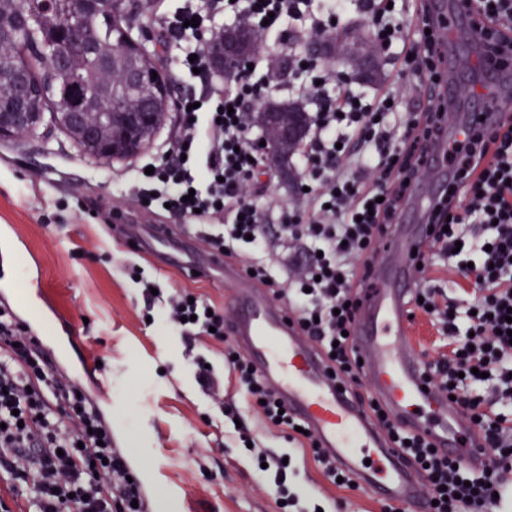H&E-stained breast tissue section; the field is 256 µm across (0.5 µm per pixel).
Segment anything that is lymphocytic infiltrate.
Returning <instances> with one entry per match:
<instances>
[{
    "label": "lymphocytic infiltrate",
    "mask_w": 512,
    "mask_h": 512,
    "mask_svg": "<svg viewBox=\"0 0 512 512\" xmlns=\"http://www.w3.org/2000/svg\"><path fill=\"white\" fill-rule=\"evenodd\" d=\"M187 0L168 23L174 39L190 42L183 71L211 75L212 44L224 31L215 19L233 11L257 32L283 31L280 52L266 59L256 77L248 66L227 70L221 84L187 95V109L171 140L140 174L132 196L179 219L200 213L201 237L253 271L260 286L287 299L302 335L326 358L332 373L359 390L361 366L349 336L360 308L359 288L368 261L381 249L403 208L406 184L426 173L424 151L444 116L431 93L443 72L431 21L397 20L389 0ZM478 23L485 65L512 68V0H458ZM359 10L377 47L402 44L396 59L400 84L375 97L357 93L351 78L307 51L334 39L337 19ZM197 26H189V19ZM415 27L407 36V27ZM310 107L307 134L295 153L303 167L307 215L273 209L259 214L251 202L269 155L254 138L256 102L280 78ZM454 170L451 192L439 199L419 260L430 267L433 253L459 251L463 279H475L476 296L450 302L431 279L419 277L410 315L422 312L448 337V352L423 363L426 381L474 422L480 444L491 455L479 469L440 455L422 436L402 429L374 407L361 406L382 428L391 447L429 482L430 512H470L497 507L498 492L512 473V115L493 127H476L448 148ZM293 247L287 269L263 256L272 247ZM166 323L188 338L214 337L224 344L239 387L259 413L290 441L307 449L329 482L355 484L312 435L281 413L273 390L224 339L228 316L188 291L170 295ZM0 473L24 486L36 512H148L140 481L112 444V426L94 402L62 372L49 367L40 343L11 308L0 311Z\"/></svg>",
    "instance_id": "obj_1"
}]
</instances>
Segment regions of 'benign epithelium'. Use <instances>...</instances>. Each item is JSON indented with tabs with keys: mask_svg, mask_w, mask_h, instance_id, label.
<instances>
[{
	"mask_svg": "<svg viewBox=\"0 0 512 512\" xmlns=\"http://www.w3.org/2000/svg\"><path fill=\"white\" fill-rule=\"evenodd\" d=\"M106 3L112 5L113 19L118 26L128 30L139 25L133 0H82L81 12L61 15V27L79 29L88 56L103 73L119 82L110 84V94L103 85L82 90L85 103L96 108L94 112L79 109L50 113L52 120L61 121L74 131L71 144L77 153L98 161L122 160L142 153L166 121L167 113L159 111V106L172 103L168 76L155 61L154 50L150 48L153 34L149 27H142L138 37H126L111 48L99 46L95 17L100 6ZM247 41L245 30H226L224 43L212 51L216 70L223 72L255 54L256 48H247ZM25 82L23 73L13 74L10 80L13 95L7 99L0 96V141L28 138L46 121L39 113L28 110L24 99ZM142 87H149L151 91L134 106H128L123 92ZM258 109L264 118L265 144L273 163L272 144L300 141L307 113L278 112L263 105Z\"/></svg>",
	"mask_w": 512,
	"mask_h": 512,
	"instance_id": "benign-epithelium-1",
	"label": "benign epithelium"
}]
</instances>
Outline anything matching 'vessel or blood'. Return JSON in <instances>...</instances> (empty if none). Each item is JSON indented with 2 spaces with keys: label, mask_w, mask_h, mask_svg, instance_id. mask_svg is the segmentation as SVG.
<instances>
[{
  "label": "vessel or blood",
  "mask_w": 512,
  "mask_h": 512,
  "mask_svg": "<svg viewBox=\"0 0 512 512\" xmlns=\"http://www.w3.org/2000/svg\"><path fill=\"white\" fill-rule=\"evenodd\" d=\"M438 27L445 78L436 92L450 114L444 134L427 152L429 175L414 184L408 205L391 240L370 266L372 288L354 324V337L378 399L414 431L427 433L444 451L468 462L480 455L476 435L454 408L426 388L420 356L410 341L407 301L414 287L412 251L423 238L426 221L451 176L448 146L477 123L494 125L512 108V75H486L482 46L453 0H426ZM211 273L239 286L233 324L236 342L288 409L344 469L375 488L386 501H417L428 494L425 483L410 475L397 449L391 448L370 415L339 387L319 352L303 340L286 309L272 305L243 267L214 255ZM379 466L367 468L364 457Z\"/></svg>",
  "instance_id": "obj_1"
}]
</instances>
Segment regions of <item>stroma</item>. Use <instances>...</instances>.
I'll use <instances>...</instances> for the list:
<instances>
[{"label":"stroma","mask_w":512,"mask_h":512,"mask_svg":"<svg viewBox=\"0 0 512 512\" xmlns=\"http://www.w3.org/2000/svg\"><path fill=\"white\" fill-rule=\"evenodd\" d=\"M141 21L159 35L158 61L171 78L173 97L201 83L182 74L176 63L186 43L166 39L160 20L173 16L183 0H138ZM342 27L359 35L371 50L379 76L355 83L371 95L394 82L391 52L374 50L370 30L359 14ZM178 120L170 114L152 144L139 155L99 162L81 157L60 132L44 139L0 141V271L12 282L0 288V302L16 315L42 347L50 366L78 380L94 401L112 403V444L136 469L151 512L166 502L169 512H280L274 476L257 467L256 449L291 453V488L308 512H383L369 488L341 489L328 482L302 449L252 409L224 359L223 343L187 341L161 320L164 298L188 289L214 305L233 309L236 288L164 264L177 248L207 260L197 235V218L182 221L180 245L114 242L115 217L140 224H166L167 214L138 207L130 196L137 172L161 150ZM295 162L271 167L267 192L255 195L259 210L278 205L302 208L295 192ZM155 282L162 295L148 299L134 280ZM155 321L147 323L144 314ZM205 355L224 381V400L207 396L196 380L194 359Z\"/></svg>","instance_id":"1"}]
</instances>
